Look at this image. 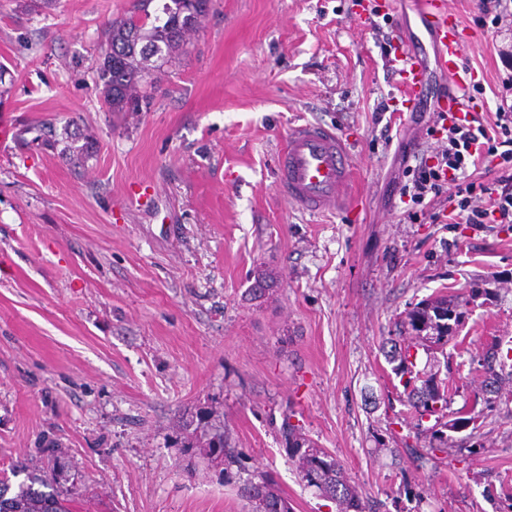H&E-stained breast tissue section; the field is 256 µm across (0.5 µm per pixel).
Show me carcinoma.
<instances>
[{"label":"carcinoma","mask_w":512,"mask_h":512,"mask_svg":"<svg viewBox=\"0 0 512 512\" xmlns=\"http://www.w3.org/2000/svg\"><path fill=\"white\" fill-rule=\"evenodd\" d=\"M155 0H132L130 8L109 23L105 48L98 64V80L102 85L105 104L113 112H139L150 105V89L156 88L158 74L181 51L205 17L212 0H163L151 9ZM81 133L64 126L58 134L51 128L43 129L42 143L55 146L65 142L63 151L76 158H88L92 145L80 143ZM467 302L450 300L445 294H436L415 305L406 313L404 322L415 333L418 345L430 344L438 348L448 344L449 321L459 324L466 313ZM392 373L403 382L406 406L422 420L448 409V384L434 372L420 377L414 371L410 346H402L390 339V349L384 351ZM483 371L489 386L504 381L512 382V372L504 373L499 352L488 350L482 356ZM284 444L295 459L303 482L319 495L334 501L337 512H371V507L357 492L335 458L297 427L288 424L283 430ZM196 443L206 449L207 458L216 460L232 457L234 450L224 441V428L204 423ZM421 458L438 463L448 460V440L443 431L432 432L428 444L415 451ZM26 479L17 486L12 496L0 479V512H71L70 500L55 487L52 475L41 468H26ZM241 495L252 504V512H291L288 501L265 483L250 479L240 486Z\"/></svg>","instance_id":"cac0c4a2"}]
</instances>
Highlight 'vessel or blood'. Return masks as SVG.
Segmentation results:
<instances>
[{
	"mask_svg": "<svg viewBox=\"0 0 512 512\" xmlns=\"http://www.w3.org/2000/svg\"><path fill=\"white\" fill-rule=\"evenodd\" d=\"M419 17L434 47V65L452 76L453 84L441 95L438 109L450 115L470 111L462 91L470 73L460 63L458 40L464 31L449 14L446 0H419ZM394 40L400 45L395 75L404 107L416 106L426 95L428 70L422 58L405 49L403 25L394 28ZM354 169L346 141L331 129L311 124L289 129L277 157V185L299 209L309 213L334 210L350 205Z\"/></svg>",
	"mask_w": 512,
	"mask_h": 512,
	"instance_id": "1",
	"label": "vessel or blood"
}]
</instances>
